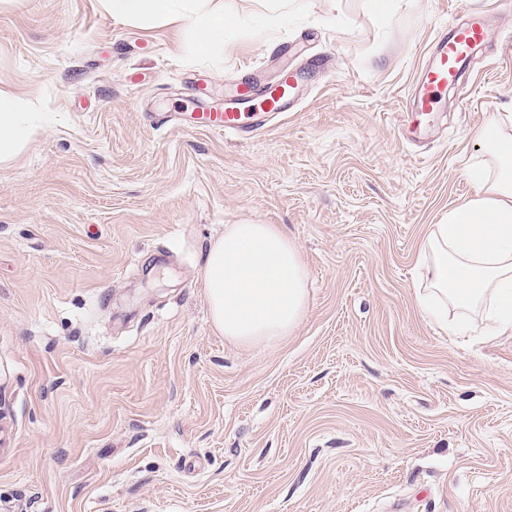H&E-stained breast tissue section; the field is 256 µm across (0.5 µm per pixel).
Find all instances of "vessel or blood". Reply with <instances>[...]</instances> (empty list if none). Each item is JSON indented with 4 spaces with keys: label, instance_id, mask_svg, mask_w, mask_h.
<instances>
[{
    "label": "vessel or blood",
    "instance_id": "b4317fda",
    "mask_svg": "<svg viewBox=\"0 0 512 512\" xmlns=\"http://www.w3.org/2000/svg\"><path fill=\"white\" fill-rule=\"evenodd\" d=\"M488 40L489 30L484 14L473 12L451 25L447 36L436 41V55L412 91L408 105L411 119L401 128L403 137H415L429 128L440 93L463 82L471 52L484 46ZM300 79V74L292 73L279 85L259 92L252 84H245L223 107L196 113L197 126L202 130L233 135L259 130L265 126L268 117L293 109Z\"/></svg>",
    "mask_w": 512,
    "mask_h": 512
}]
</instances>
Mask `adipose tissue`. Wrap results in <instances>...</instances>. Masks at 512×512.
<instances>
[{"label": "adipose tissue", "mask_w": 512, "mask_h": 512, "mask_svg": "<svg viewBox=\"0 0 512 512\" xmlns=\"http://www.w3.org/2000/svg\"><path fill=\"white\" fill-rule=\"evenodd\" d=\"M113 16L181 24L190 47L207 49L238 26L216 0H103ZM37 117L24 101L0 94V161L17 156ZM478 140L494 152L498 175L474 167V192L432 225L423 249L420 310L448 334L479 323L512 328V114L496 115ZM202 279L214 330L234 344L270 343L304 317L309 273L277 224H231L213 240Z\"/></svg>", "instance_id": "obj_1"}]
</instances>
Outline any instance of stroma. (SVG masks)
I'll return each instance as SVG.
<instances>
[{"label": "stroma", "instance_id": "obj_1", "mask_svg": "<svg viewBox=\"0 0 512 512\" xmlns=\"http://www.w3.org/2000/svg\"><path fill=\"white\" fill-rule=\"evenodd\" d=\"M234 40L102 0H0V89L45 119L0 163V512H512V334L419 309L425 237L512 113L500 0H223ZM490 41L428 138L401 126L451 19ZM282 15L276 25L269 13ZM304 75L259 132L182 123L193 84ZM281 224L309 271L271 345L212 327L228 224Z\"/></svg>", "mask_w": 512, "mask_h": 512}]
</instances>
